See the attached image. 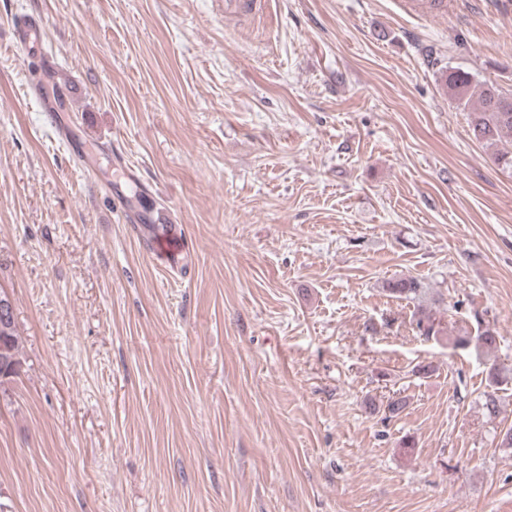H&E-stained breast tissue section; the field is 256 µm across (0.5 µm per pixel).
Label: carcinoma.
I'll list each match as a JSON object with an SVG mask.
<instances>
[{"label": "carcinoma", "mask_w": 512, "mask_h": 512, "mask_svg": "<svg viewBox=\"0 0 512 512\" xmlns=\"http://www.w3.org/2000/svg\"><path fill=\"white\" fill-rule=\"evenodd\" d=\"M473 75L461 69L448 71V89L452 91L457 101L468 108L471 104V86ZM470 131L473 138L499 147L496 161L505 171H512V96L502 92L498 87L484 85L478 95L477 106L472 110ZM389 296L410 302H422L428 295L424 283L412 276L395 278L385 285ZM441 321L435 315L427 313L418 319L416 328L418 334L425 339L441 335ZM0 343L4 345L15 365H21L20 349L16 334V323H11L7 334H0ZM489 390L483 393V408L488 415L497 416L500 412L498 386L506 383L512 377L509 372L493 365L488 374Z\"/></svg>", "instance_id": "1"}]
</instances>
